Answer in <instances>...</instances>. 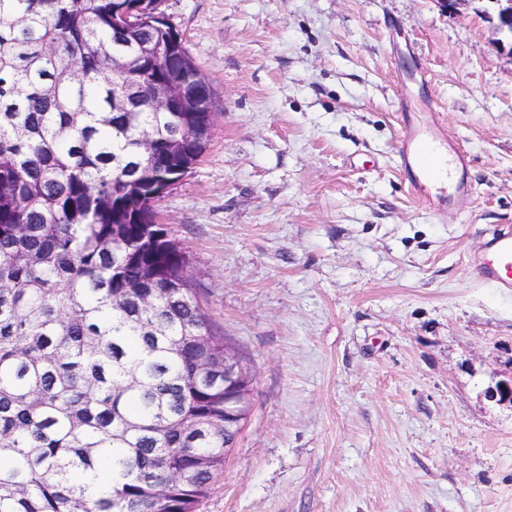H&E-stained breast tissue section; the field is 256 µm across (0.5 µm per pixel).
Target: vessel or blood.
<instances>
[{
    "label": "vessel or blood",
    "mask_w": 512,
    "mask_h": 512,
    "mask_svg": "<svg viewBox=\"0 0 512 512\" xmlns=\"http://www.w3.org/2000/svg\"><path fill=\"white\" fill-rule=\"evenodd\" d=\"M395 153L400 173L423 205L440 211L448 201L468 195L469 158L449 145L442 127L435 121H420L403 114ZM472 269L477 282L512 291L511 226L488 234Z\"/></svg>",
    "instance_id": "vessel-or-blood-1"
}]
</instances>
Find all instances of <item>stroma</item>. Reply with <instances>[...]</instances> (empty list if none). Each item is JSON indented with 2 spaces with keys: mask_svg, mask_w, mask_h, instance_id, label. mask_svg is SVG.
<instances>
[{
  "mask_svg": "<svg viewBox=\"0 0 512 512\" xmlns=\"http://www.w3.org/2000/svg\"><path fill=\"white\" fill-rule=\"evenodd\" d=\"M481 4L164 0L211 85L200 161L155 204L250 416L197 512H512V292L476 282L512 226V55ZM435 113L472 190L418 203L403 108Z\"/></svg>",
  "mask_w": 512,
  "mask_h": 512,
  "instance_id": "stroma-1",
  "label": "stroma"
}]
</instances>
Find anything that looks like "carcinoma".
<instances>
[{
	"mask_svg": "<svg viewBox=\"0 0 512 512\" xmlns=\"http://www.w3.org/2000/svg\"><path fill=\"white\" fill-rule=\"evenodd\" d=\"M141 9L0 0V512H195L224 465V338L132 199L205 149L154 88L210 93L171 25L117 26Z\"/></svg>",
	"mask_w": 512,
	"mask_h": 512,
	"instance_id": "cac0c4a2",
	"label": "carcinoma"
}]
</instances>
